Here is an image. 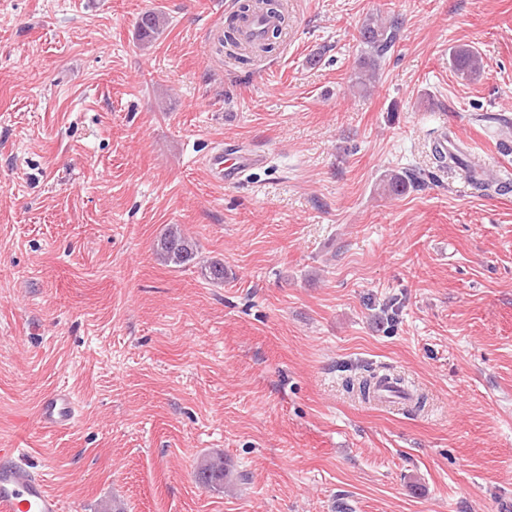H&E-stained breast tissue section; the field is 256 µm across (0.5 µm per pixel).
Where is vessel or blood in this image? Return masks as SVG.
Wrapping results in <instances>:
<instances>
[{
	"instance_id": "b4317fda",
	"label": "vessel or blood",
	"mask_w": 512,
	"mask_h": 512,
	"mask_svg": "<svg viewBox=\"0 0 512 512\" xmlns=\"http://www.w3.org/2000/svg\"><path fill=\"white\" fill-rule=\"evenodd\" d=\"M260 155L242 149L216 148L204 159L213 184H237L243 174L260 164ZM78 416L72 397L63 391L44 396L37 408V419L46 432L71 427ZM0 512H66L63 502L52 494L44 478L16 457L12 448L0 450Z\"/></svg>"
}]
</instances>
